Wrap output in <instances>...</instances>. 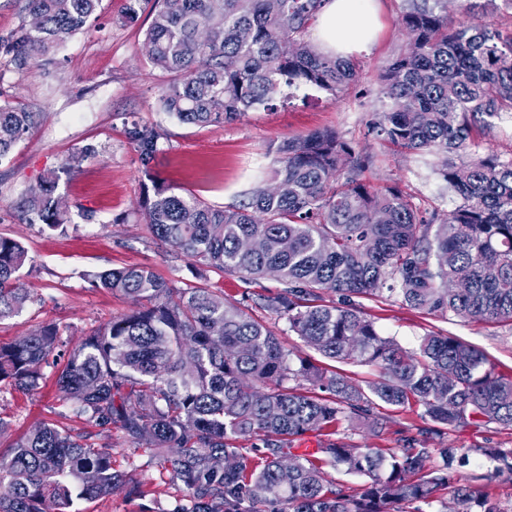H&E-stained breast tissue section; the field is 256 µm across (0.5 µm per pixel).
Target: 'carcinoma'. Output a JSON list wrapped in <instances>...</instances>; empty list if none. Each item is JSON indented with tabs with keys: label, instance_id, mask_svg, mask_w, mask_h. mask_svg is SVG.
<instances>
[{
	"label": "carcinoma",
	"instance_id": "1",
	"mask_svg": "<svg viewBox=\"0 0 512 512\" xmlns=\"http://www.w3.org/2000/svg\"><path fill=\"white\" fill-rule=\"evenodd\" d=\"M23 25L0 37V54L19 65L47 57L97 18L101 0H26ZM321 0H153L142 47L173 75L160 106L180 122L221 125L259 106L271 108L302 84L334 93L357 81L354 64L329 58L304 40ZM402 22L410 44L379 72L387 98L373 130L411 151L446 155L443 180L462 199L446 214L425 217L393 189L362 175L369 159L335 132L280 143L271 177L239 206L218 209L193 194L153 182L142 209L150 233L193 259L198 277L211 268L262 277L277 271L282 288L253 303L284 319L288 331L332 362L364 363L377 377L361 385L306 357L294 363L273 330L224 297L221 288H175L144 266L94 275V285L140 302L92 329L56 374L59 398L100 432L116 427L138 446L155 448L188 503L175 512H240L241 501L276 503V512H391L448 487V449L363 451L329 440L309 459L288 438L343 421L373 431L382 402L416 403L434 422L457 427H512V377L495 372L483 352L453 336L424 335L415 350L383 336L352 298L387 291L428 314L477 322H512V158L476 156L473 122L512 112V33L483 22L448 29L434 9L411 8ZM37 113L0 103V159L34 125ZM143 166L160 135L134 126ZM42 180L22 205L27 223L52 230L69 222ZM28 258L0 235V320L28 301L13 276ZM55 323L0 345V381L39 388L48 357L63 345ZM296 385L291 386L289 382ZM308 384L311 391H301ZM261 442L264 461L235 445ZM366 478L361 491L332 488L329 470ZM124 476L112 469L109 445L90 433L43 424L0 451V512H77L79 500L107 497ZM455 512H500L469 485L456 489Z\"/></svg>",
	"mask_w": 512,
	"mask_h": 512
}]
</instances>
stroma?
Instances as JSON below:
<instances>
[{
  "instance_id": "obj_1",
  "label": "stroma",
  "mask_w": 512,
  "mask_h": 512,
  "mask_svg": "<svg viewBox=\"0 0 512 512\" xmlns=\"http://www.w3.org/2000/svg\"><path fill=\"white\" fill-rule=\"evenodd\" d=\"M123 6L124 0H102L97 19L50 57L23 66L0 63V100L38 115L25 138L0 159V235L21 241L28 252L14 284L30 296L19 314L0 321V344L54 322L64 328L63 340L71 349L90 328L132 309V300L123 294L91 286L88 277L98 272L147 266L174 287L195 283L190 258L153 238L139 217L140 201L154 176L176 191L227 209L270 177L275 145L333 129L355 154L371 158L363 178L372 186L399 189L413 208L427 214L460 205L439 174L443 156L400 149L370 131L386 104L378 74L409 41L401 24L409 0H378L380 30L371 51L353 59L359 73L354 85L333 95L312 86L294 87L274 108L259 107L236 122L207 127L181 123L163 112L158 95L168 75L141 51L152 5L143 0L133 22L124 19ZM445 15L452 28L478 19L502 33L512 32L507 0H446ZM136 124L160 133L147 169L128 137ZM86 147L94 148L95 156L67 169L66 160ZM51 174L58 178L57 192L71 218L62 231L26 223L19 208L30 188ZM206 283L245 305L279 288L270 277L245 280L217 271L208 272ZM355 303L383 335L407 348H415L431 331L454 336L482 351L497 372L512 377L511 323L427 315L384 292L356 298ZM44 373L34 392L0 382V417L9 423L0 434V450L44 423L63 421L75 431L94 432L92 423L74 417L72 404L59 401L54 368ZM376 412L387 419L384 431L343 423L328 434L293 437L292 446L297 453L310 454L330 438L388 453L401 447L402 437L424 440L432 448L453 449L459 483L472 484L501 512H512V469L490 455L494 449L512 450V428L442 429L417 406L383 404ZM106 442L112 447V467L125 475L126 484L112 496L82 502L80 512H174L183 491L160 457L136 447L117 428Z\"/></svg>"
}]
</instances>
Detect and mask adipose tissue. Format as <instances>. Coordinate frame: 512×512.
I'll list each match as a JSON object with an SVG mask.
<instances>
[{"label":"adipose tissue","instance_id":"obj_1","mask_svg":"<svg viewBox=\"0 0 512 512\" xmlns=\"http://www.w3.org/2000/svg\"><path fill=\"white\" fill-rule=\"evenodd\" d=\"M369 0H323L318 13V43L330 57L348 58L369 52L379 28Z\"/></svg>","mask_w":512,"mask_h":512}]
</instances>
